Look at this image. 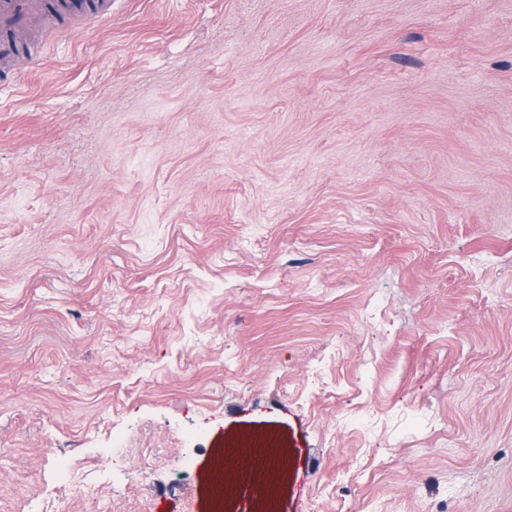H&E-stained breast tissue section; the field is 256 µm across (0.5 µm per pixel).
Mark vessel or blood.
<instances>
[{"instance_id": "vessel-or-blood-1", "label": "vessel or blood", "mask_w": 512, "mask_h": 512, "mask_svg": "<svg viewBox=\"0 0 512 512\" xmlns=\"http://www.w3.org/2000/svg\"><path fill=\"white\" fill-rule=\"evenodd\" d=\"M41 18L46 29L65 32L79 18L108 20L112 0H0V81H22L26 68L39 65L41 57L28 51L19 33L32 18Z\"/></svg>"}]
</instances>
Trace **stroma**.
I'll return each mask as SVG.
<instances>
[{
    "instance_id": "stroma-1",
    "label": "stroma",
    "mask_w": 512,
    "mask_h": 512,
    "mask_svg": "<svg viewBox=\"0 0 512 512\" xmlns=\"http://www.w3.org/2000/svg\"><path fill=\"white\" fill-rule=\"evenodd\" d=\"M42 56L0 512H214L254 436L225 507L512 512V0H114Z\"/></svg>"
}]
</instances>
